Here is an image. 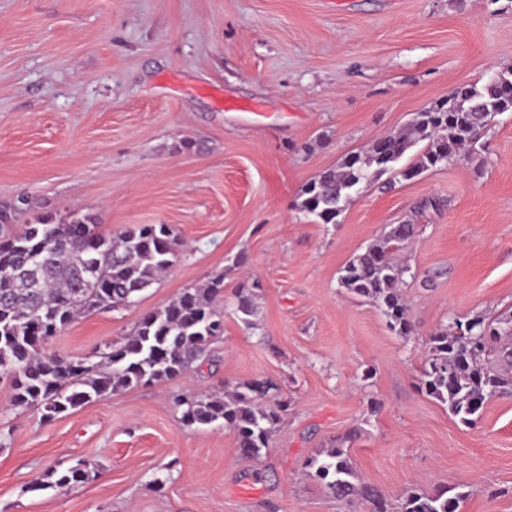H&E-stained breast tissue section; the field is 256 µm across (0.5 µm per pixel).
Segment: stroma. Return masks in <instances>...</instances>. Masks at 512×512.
Segmentation results:
<instances>
[{"label":"stroma","instance_id":"stroma-1","mask_svg":"<svg viewBox=\"0 0 512 512\" xmlns=\"http://www.w3.org/2000/svg\"><path fill=\"white\" fill-rule=\"evenodd\" d=\"M511 69L512 0H0V203L29 201L15 229L88 214L182 243L135 303L78 317L49 352L96 360L224 276L214 364L51 420L0 378V512H366L307 468L339 441L390 512L442 487L467 492L461 512H512V396L466 426L418 389L432 333L512 312V112L480 140L482 174L463 156L362 184L334 224L300 209L347 154ZM394 224L417 227L393 253L407 336L339 283ZM265 379L290 407L259 456L222 423L182 424L176 395ZM83 459L85 482L37 489Z\"/></svg>","mask_w":512,"mask_h":512}]
</instances>
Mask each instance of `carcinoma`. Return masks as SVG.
I'll list each match as a JSON object with an SVG mask.
<instances>
[{
    "label": "carcinoma",
    "mask_w": 512,
    "mask_h": 512,
    "mask_svg": "<svg viewBox=\"0 0 512 512\" xmlns=\"http://www.w3.org/2000/svg\"><path fill=\"white\" fill-rule=\"evenodd\" d=\"M504 112H512V70L479 87L458 88L416 113L402 131L347 155L306 185L301 210L323 224H335L340 216L337 206L351 191L393 169L415 144L427 142L413 162L398 171L405 180L457 159L463 150L475 156L483 132ZM25 204L22 198L0 205V270H23L30 257L38 256L34 276L0 278V357L7 359L13 376L14 406L36 408L51 420L126 388L175 379L203 360L213 341L224 335L214 310L224 293L221 274L201 287L183 289L144 315L130 334L105 343L97 362L46 352L49 341L76 317L134 303L173 266L180 240L167 224L137 225L114 238L98 231L88 215L49 216L14 234L11 224ZM415 232L413 224L392 226L378 243L353 256L340 276L341 287L375 303L402 336L413 332L400 289L406 268L394 261L391 244L406 241ZM85 260L96 267L92 282L80 276ZM418 388L469 424L487 399L512 395V347L502 342L500 329L481 316L458 321L449 330L431 334ZM278 391L272 381L252 380L227 396L182 398L181 422L192 426L220 421L234 434L241 455L257 457L288 411L286 399L267 402ZM309 465L316 467V476L336 497L359 500L369 512H388L383 495L359 480L343 443L332 445L324 459H313ZM93 468V462L83 460L62 472L52 470L36 489L82 483ZM465 497L464 492L413 490L399 512H459Z\"/></svg>",
    "instance_id": "1"
}]
</instances>
